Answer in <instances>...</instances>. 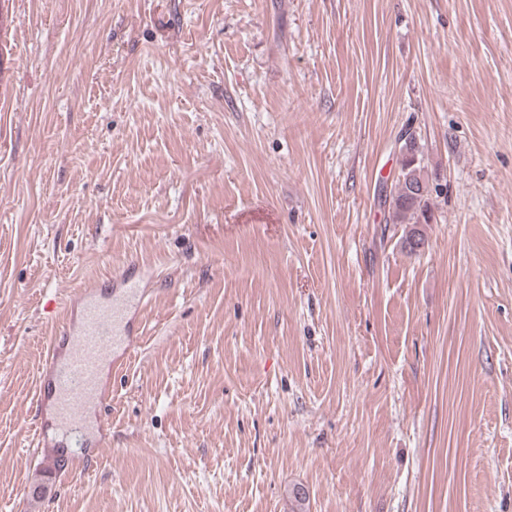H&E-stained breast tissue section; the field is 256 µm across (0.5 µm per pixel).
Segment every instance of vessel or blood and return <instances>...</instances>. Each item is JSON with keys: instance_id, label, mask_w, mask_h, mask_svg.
<instances>
[{"instance_id": "b4317fda", "label": "vessel or blood", "mask_w": 512, "mask_h": 512, "mask_svg": "<svg viewBox=\"0 0 512 512\" xmlns=\"http://www.w3.org/2000/svg\"><path fill=\"white\" fill-rule=\"evenodd\" d=\"M145 305L144 288L125 273L114 277L107 294L88 286L70 296L64 334L48 348L42 372L40 447L59 448L50 435L54 429L70 439L83 437L91 414L106 408L110 382L104 370L129 358Z\"/></svg>"}]
</instances>
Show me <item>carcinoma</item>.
<instances>
[{
    "mask_svg": "<svg viewBox=\"0 0 512 512\" xmlns=\"http://www.w3.org/2000/svg\"><path fill=\"white\" fill-rule=\"evenodd\" d=\"M401 152L400 176L404 178V182L400 191L384 202L385 223L410 226L403 237L402 248L407 254L413 255L415 249L411 246V240L425 243L418 225L429 223L433 205L432 195L438 196L440 192L439 187H430L424 176L425 166L422 165V151L416 135L409 133L403 138Z\"/></svg>",
    "mask_w": 512,
    "mask_h": 512,
    "instance_id": "1",
    "label": "carcinoma"
}]
</instances>
